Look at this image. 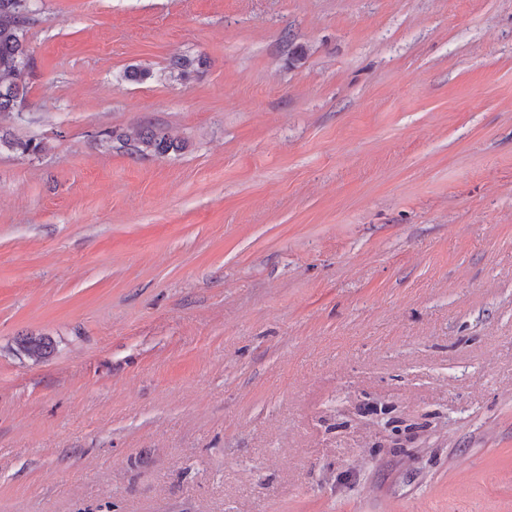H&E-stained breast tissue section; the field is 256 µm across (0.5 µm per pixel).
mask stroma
Returning a JSON list of instances; mask_svg holds the SVG:
<instances>
[{
  "label": "stroma",
  "instance_id": "35a3bbf8",
  "mask_svg": "<svg viewBox=\"0 0 512 512\" xmlns=\"http://www.w3.org/2000/svg\"><path fill=\"white\" fill-rule=\"evenodd\" d=\"M33 8L0 512H512V0ZM134 139L141 145L139 151L153 152L156 154H166L170 151H180L183 145L174 140L167 138L161 132H157L152 128H141L134 132Z\"/></svg>",
  "mask_w": 512,
  "mask_h": 512
}]
</instances>
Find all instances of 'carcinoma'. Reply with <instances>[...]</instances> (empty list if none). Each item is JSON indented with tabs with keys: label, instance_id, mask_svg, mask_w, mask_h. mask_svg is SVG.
<instances>
[{
	"label": "carcinoma",
	"instance_id": "obj_1",
	"mask_svg": "<svg viewBox=\"0 0 512 512\" xmlns=\"http://www.w3.org/2000/svg\"><path fill=\"white\" fill-rule=\"evenodd\" d=\"M30 21L26 0H0V114L22 113L27 100L26 77L31 67V57L26 46L25 28ZM193 60L180 56L170 61L173 77L184 79L191 74ZM134 139L141 151L166 154L180 151L183 145L167 138L152 128H141L134 132ZM28 156L46 151L42 141L33 139L8 140L0 137V145ZM23 352L35 360L46 359L53 353V346L46 338L27 337L22 340Z\"/></svg>",
	"mask_w": 512,
	"mask_h": 512
}]
</instances>
